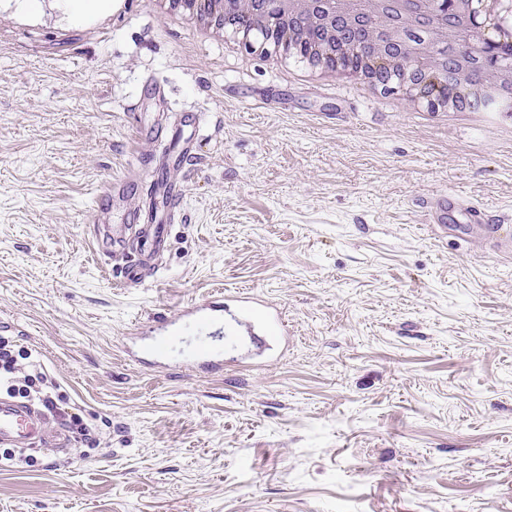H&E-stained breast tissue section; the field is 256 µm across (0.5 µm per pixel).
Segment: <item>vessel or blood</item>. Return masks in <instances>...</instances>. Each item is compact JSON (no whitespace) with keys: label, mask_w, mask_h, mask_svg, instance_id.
<instances>
[{"label":"vessel or blood","mask_w":512,"mask_h":512,"mask_svg":"<svg viewBox=\"0 0 512 512\" xmlns=\"http://www.w3.org/2000/svg\"><path fill=\"white\" fill-rule=\"evenodd\" d=\"M204 122L200 112L182 113L170 126L158 119L149 124L134 119L138 137L150 138L155 144L153 168L144 173L139 167H131L100 191L91 217L93 250L100 256H126L120 277L127 287L151 282L169 251L172 227L180 219L185 190L168 183L162 170L171 162L190 165L199 159L198 136ZM132 191L143 193L144 207L138 211L122 210V199ZM427 208L437 236L478 234L501 255L512 256V225L501 223L496 215L467 204L454 194L431 198ZM149 331L153 336L149 352L155 359L171 355L178 364L202 371H221L225 359L243 355L242 339L246 336L261 338L268 350L277 355L288 344V320L283 308L246 289L212 291L206 298L184 306L178 317L156 320ZM65 443L61 431L49 429L40 408L0 397L1 448Z\"/></svg>","instance_id":"b4317fda"}]
</instances>
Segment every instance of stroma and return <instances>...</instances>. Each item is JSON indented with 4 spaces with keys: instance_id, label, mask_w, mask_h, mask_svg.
I'll return each instance as SVG.
<instances>
[{
    "instance_id": "obj_1",
    "label": "stroma",
    "mask_w": 512,
    "mask_h": 512,
    "mask_svg": "<svg viewBox=\"0 0 512 512\" xmlns=\"http://www.w3.org/2000/svg\"><path fill=\"white\" fill-rule=\"evenodd\" d=\"M150 76L204 147L163 173L186 194L158 278L118 288L87 220ZM275 85L286 108L243 98ZM448 192L512 225V131L283 78L154 0H0V334L90 431L0 466V512H512V258L434 236L421 201ZM218 287L284 307V357L130 360Z\"/></svg>"
}]
</instances>
